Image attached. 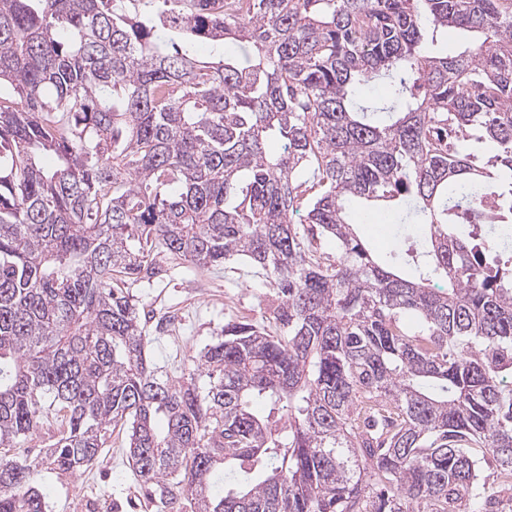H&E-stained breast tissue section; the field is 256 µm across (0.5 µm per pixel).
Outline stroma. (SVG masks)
Here are the masks:
<instances>
[{"mask_svg":"<svg viewBox=\"0 0 512 512\" xmlns=\"http://www.w3.org/2000/svg\"><path fill=\"white\" fill-rule=\"evenodd\" d=\"M159 278L129 283L128 288L152 317L146 324L150 360L175 377L209 379L198 373L200 352L215 341L228 321L257 322L272 330L274 299L264 271L244 260L202 268L166 252L156 254ZM127 432L114 429L101 461L70 474L42 469L35 484L46 512H155L139 496L136 477L124 448Z\"/></svg>","mask_w":512,"mask_h":512,"instance_id":"obj_1","label":"stroma"}]
</instances>
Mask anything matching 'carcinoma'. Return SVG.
<instances>
[{"label": "carcinoma", "mask_w": 512, "mask_h": 512, "mask_svg": "<svg viewBox=\"0 0 512 512\" xmlns=\"http://www.w3.org/2000/svg\"><path fill=\"white\" fill-rule=\"evenodd\" d=\"M372 209L425 238L379 261ZM510 226L512 0H0V448L58 425L0 455V512H46L38 469L125 423L159 512H490ZM159 246L275 294L279 332L230 321L201 352L204 395L113 286ZM53 436H57L56 425L48 422H44L36 434L32 437V439H28L17 445L16 448H6L9 449V453L11 457L17 459H25L27 457H33L37 448H46L45 444L49 442V439H53ZM52 437V438H51Z\"/></svg>", "instance_id": "obj_1"}]
</instances>
